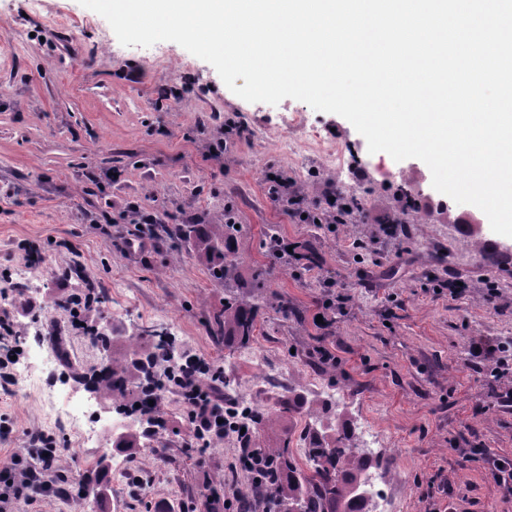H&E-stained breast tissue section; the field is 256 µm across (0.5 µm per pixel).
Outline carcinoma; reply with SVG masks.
<instances>
[{"mask_svg": "<svg viewBox=\"0 0 512 512\" xmlns=\"http://www.w3.org/2000/svg\"><path fill=\"white\" fill-rule=\"evenodd\" d=\"M362 208V200L355 195L340 193L336 199V223L348 224ZM240 229L224 225L220 238H203L205 249L215 257L210 276L216 281L227 280L231 266L230 247ZM224 308L213 313L215 331L248 343L256 327L255 307L233 296L225 298ZM177 366L174 341L164 331H146L126 341L123 352L102 363L90 377L97 388L118 402V410L126 416L143 421L133 406L145 409L152 396L160 393L158 380L163 374L155 371L158 364ZM255 428H270L275 419L259 408L243 409L238 416ZM304 457L307 469L289 451V443L279 448H266V484L274 488L267 502L268 512H370L363 472L371 460L363 456L350 433H322L316 428L306 432Z\"/></svg>", "mask_w": 512, "mask_h": 512, "instance_id": "carcinoma-1", "label": "carcinoma"}]
</instances>
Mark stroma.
Segmentation results:
<instances>
[{
	"label": "stroma",
	"mask_w": 512,
	"mask_h": 512,
	"mask_svg": "<svg viewBox=\"0 0 512 512\" xmlns=\"http://www.w3.org/2000/svg\"><path fill=\"white\" fill-rule=\"evenodd\" d=\"M0 39L9 46L0 63V274L11 275L0 285L10 324L0 350L39 329L65 336L69 352L40 383L19 378L0 389L9 427L0 469L17 455L34 459L37 431L60 448L59 474L91 488L67 501H20L11 512H202L211 492L228 486L263 500L239 469L235 438L196 443L176 390L162 399L165 436L143 433L135 447H119L127 425L111 399L77 380L109 352L72 328L62 307L91 287L105 300L93 319L109 336L167 332L178 356L224 370L231 402L274 413L281 395L314 400L325 406L315 420L327 432L374 427L396 458L377 487L390 512H512L488 465L492 455L512 462V407L498 399L512 376H490L494 359L470 354L478 340L512 347V237L495 234L478 207L437 192L421 160L369 153L343 117L292 98L244 101L177 43L122 46L79 0L36 8L0 0ZM308 130L346 146L345 172L314 152L289 153L287 140ZM273 172L313 205L330 191L360 192L357 223H298L271 198ZM399 185L421 208L405 235L388 237L381 225L400 210ZM134 203L168 226L195 225L199 236L223 233L232 208L242 230L227 284L210 278L199 237L113 246L112 230H140ZM272 232L298 243L311 269L274 264ZM33 248L45 256L33 281L15 278ZM261 270L267 286L258 290ZM452 279L465 282V294H449ZM229 291L258 308L249 344L210 331ZM252 352L263 365L247 361ZM52 387L90 400L98 442L82 443L78 427L59 423L45 396Z\"/></svg>",
	"instance_id": "obj_1"
}]
</instances>
